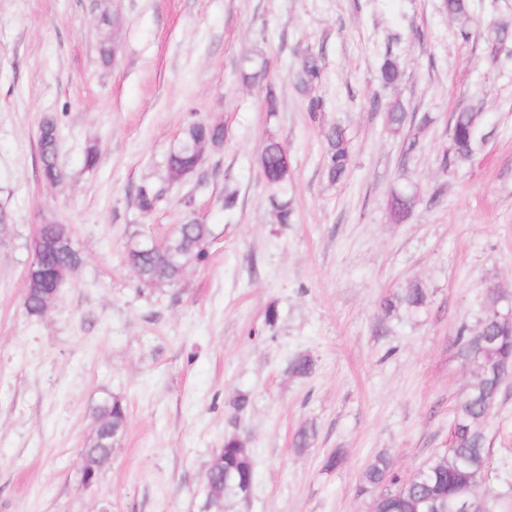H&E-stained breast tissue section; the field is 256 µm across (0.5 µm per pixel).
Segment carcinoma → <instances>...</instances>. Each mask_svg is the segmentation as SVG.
Listing matches in <instances>:
<instances>
[{
    "mask_svg": "<svg viewBox=\"0 0 512 512\" xmlns=\"http://www.w3.org/2000/svg\"><path fill=\"white\" fill-rule=\"evenodd\" d=\"M442 7L457 18L463 27L462 35L468 36L467 7L465 0H443ZM486 37L492 46H503L512 38V30L505 25L488 30ZM267 70V62L244 54L240 61L243 83L253 84ZM322 59L310 52L302 60L296 73V84L307 89L318 84L322 77ZM397 62L388 57L380 68L383 83L393 84L399 79ZM479 115L467 110L453 115L451 128L452 150L459 157H466L478 134ZM326 149L324 167L328 178L336 182L344 177L351 157V145L345 130L334 126L325 133ZM224 143V126L205 121L189 124L180 140L167 157L169 178L181 181L196 171L198 149L217 147ZM40 173L44 181L58 184L63 172L57 164V131L55 123L42 122L38 137ZM262 176L270 193L269 200L276 210L277 220L288 223L290 215L288 185L291 172L288 151L275 137L267 138L259 159ZM160 198V191L142 185L137 191L136 202L145 214L152 212ZM415 204V194L406 188L396 189L388 200V218L394 224L405 223ZM44 242H51L64 234H71L65 224H46L39 229ZM211 237L209 225L195 220L178 225L168 244L153 252L131 248L127 254L129 265L139 272V280L146 285L174 284L179 281L186 266L205 256V244ZM81 263L78 251L46 247L33 255L27 268L25 307L32 316L43 315L46 295L53 289L46 286L44 277L59 269H74ZM426 289L419 283L389 295L382 308L389 315L400 307L416 309L426 302ZM502 295L493 297L485 316L473 330L463 329L461 338L466 350L478 347L473 357L477 365L485 362L499 365L512 364V316L492 318L493 311L501 310ZM298 378H308L315 371L311 357L299 355L288 366ZM505 380L494 372H476L474 380L458 405L453 419L454 432L448 451L428 462L412 476L403 480L393 471L392 463L385 456L376 457L363 471L358 493H373L371 512H472L484 505L480 495L479 477L487 465L489 453L484 420L494 406ZM97 429L92 442L83 448V465L91 473L99 474L112 457V444L125 430L126 407L115 397L103 399L96 407ZM254 462L251 449L235 435L224 438V447L214 454L206 475L207 500L219 507L246 501L254 484Z\"/></svg>",
    "mask_w": 512,
    "mask_h": 512,
    "instance_id": "1",
    "label": "carcinoma"
}]
</instances>
